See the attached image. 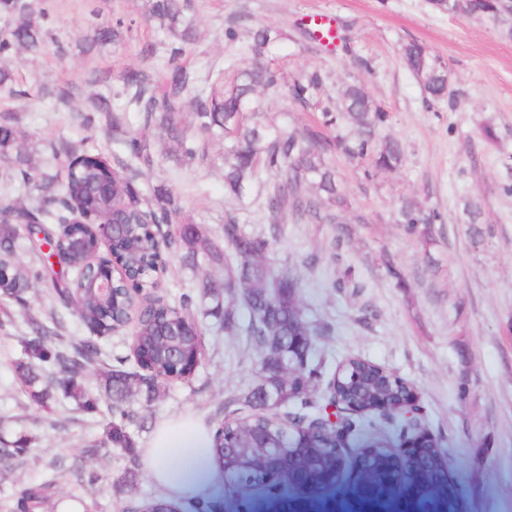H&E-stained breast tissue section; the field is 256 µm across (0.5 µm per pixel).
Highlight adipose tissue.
Listing matches in <instances>:
<instances>
[{
	"instance_id": "obj_1",
	"label": "adipose tissue",
	"mask_w": 512,
	"mask_h": 512,
	"mask_svg": "<svg viewBox=\"0 0 512 512\" xmlns=\"http://www.w3.org/2000/svg\"><path fill=\"white\" fill-rule=\"evenodd\" d=\"M212 433L189 416L162 419L140 460L156 486L169 498L204 496L217 481L210 456Z\"/></svg>"
}]
</instances>
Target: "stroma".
I'll return each mask as SVG.
<instances>
[{
	"label": "stroma",
	"mask_w": 512,
	"mask_h": 512,
	"mask_svg": "<svg viewBox=\"0 0 512 512\" xmlns=\"http://www.w3.org/2000/svg\"><path fill=\"white\" fill-rule=\"evenodd\" d=\"M150 7L151 0H49L42 54L18 52L9 62L15 85L30 94L17 99L0 87V116L15 115L28 148L50 172L65 174L56 152L66 141L134 173L124 133L143 125L124 109V76L134 69L164 75L170 46H182V63L217 75L223 88L251 64L252 31L274 29L278 40L263 61L279 80L256 93L259 119L271 129L347 134L344 125L325 127L321 111L346 85L362 86L387 114L379 138L399 143L402 162L370 176L367 160L331 148L326 159L343 190L342 223L285 217L268 224L265 185L274 173L262 174L244 199L230 196L220 137L198 136L203 158L182 165L169 156L173 144H157L152 167L134 174L135 187L145 198L159 186L176 191L183 200L177 222L200 225L215 240H223L230 212L246 234L270 239L266 264L300 278L305 317L322 329L315 357L331 370L365 359L407 381L450 461L456 512H512V35L486 19L439 12L429 0H189L195 34L185 43L148 20ZM317 14L335 18V46L326 47L309 26ZM119 18L125 24L117 40L85 50L101 22ZM230 26L238 33L232 42L224 37ZM411 41L447 63L453 101L429 98L408 69L402 52ZM313 71L322 84L305 104L292 87ZM44 85L76 89L72 107L42 97ZM99 96L118 112L120 129L102 117L94 129L83 127L81 110ZM471 199L482 205L476 224L465 212ZM408 208L438 219L408 231L400 222ZM165 258L159 294L174 304L196 292L208 270L183 267L174 252ZM27 298L24 308L0 300V438L35 439L34 460L14 473L18 486L41 481L103 433L97 417L64 403L43 411L20 384L15 364L26 317L45 315L50 284L33 283ZM203 339L202 364L190 381H168L153 404H133L136 447H147L166 417L188 413L209 428L242 417L234 400L256 386L259 352L245 337L217 332L209 319ZM91 465L102 484L95 500L82 501L83 512H129L157 493L144 468L124 455ZM280 496L279 512H345L353 500L371 501L375 512L420 509L418 498L399 488L352 493L338 484Z\"/></svg>",
	"instance_id": "1"
}]
</instances>
